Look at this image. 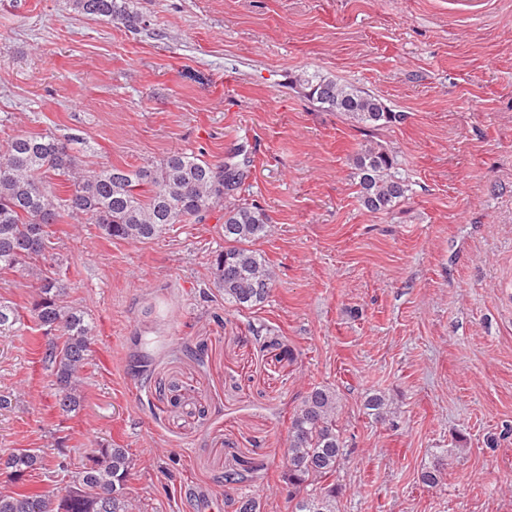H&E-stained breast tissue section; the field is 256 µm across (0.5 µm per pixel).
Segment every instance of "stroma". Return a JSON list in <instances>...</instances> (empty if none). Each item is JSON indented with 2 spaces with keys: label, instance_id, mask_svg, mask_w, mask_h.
<instances>
[{
  "label": "stroma",
  "instance_id": "1",
  "mask_svg": "<svg viewBox=\"0 0 512 512\" xmlns=\"http://www.w3.org/2000/svg\"><path fill=\"white\" fill-rule=\"evenodd\" d=\"M131 4L138 34L68 0H0V139L50 132L93 167L235 157L238 200L271 219L253 247L273 290L225 306L219 209L146 243L55 225L52 269L95 336L84 401L61 414L33 332L0 336V454L61 440L75 470L94 442L127 449L137 512H226L225 471L258 457L244 492L290 512L289 418L326 385L348 450L336 512H512V0L480 16L454 0ZM304 70L406 118L325 111L295 84ZM367 142L409 185L387 212L359 202L351 157ZM372 391L386 420L365 412Z\"/></svg>",
  "mask_w": 512,
  "mask_h": 512
}]
</instances>
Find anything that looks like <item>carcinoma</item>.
<instances>
[{"label":"carcinoma","instance_id":"cac0c4a2","mask_svg":"<svg viewBox=\"0 0 512 512\" xmlns=\"http://www.w3.org/2000/svg\"><path fill=\"white\" fill-rule=\"evenodd\" d=\"M75 10L130 32L145 27L140 13L127 0H71ZM297 82L309 98L329 112L365 126L379 127L403 120L380 99L317 72H304ZM361 204L372 212H386L405 197L397 156L379 144H362L352 159ZM62 178L63 200L49 178ZM244 180L232 162L214 164L192 152H173L156 164L120 167L105 164L87 168L53 133L15 134L0 143V272L23 271L37 280L30 316L43 335L59 332V340L45 343L42 361L58 410L68 415L81 407L83 378L94 343L93 330L81 310L65 301L67 285L49 274L40 261L50 256L51 226L69 218L93 224L101 237L144 243L161 237L176 224H199L218 207L224 208V247L211 259L214 286L224 304L237 309L262 305L270 296L274 270L253 242L270 231L264 209L236 203ZM25 326L18 309L0 299V336ZM369 415L384 419L389 402L374 391L365 403ZM336 390L314 386L295 406L284 449L291 512H336L338 484L330 481L347 457L336 424ZM265 469L256 458H240L224 473L235 485ZM42 470L68 482L75 492L62 501L57 491L32 488L29 473ZM131 460L124 448L101 445L82 469L69 474L68 465L39 448L0 455V474L13 488L0 491V512H134L128 480Z\"/></svg>","mask_w":512,"mask_h":512}]
</instances>
